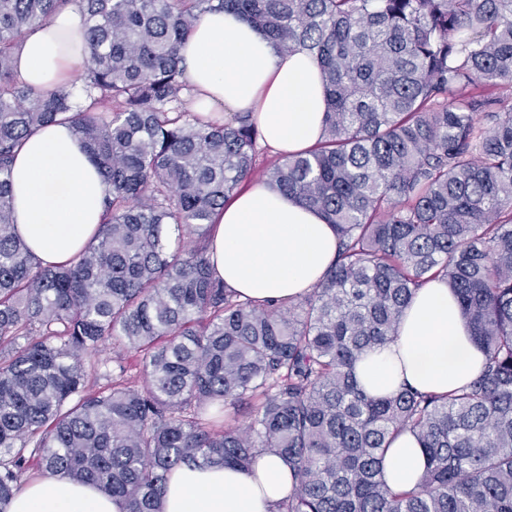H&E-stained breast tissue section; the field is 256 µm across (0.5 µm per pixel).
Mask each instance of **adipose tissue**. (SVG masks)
<instances>
[{
    "instance_id": "adipose-tissue-1",
    "label": "adipose tissue",
    "mask_w": 512,
    "mask_h": 512,
    "mask_svg": "<svg viewBox=\"0 0 512 512\" xmlns=\"http://www.w3.org/2000/svg\"><path fill=\"white\" fill-rule=\"evenodd\" d=\"M86 51L81 12L65 9L23 43L18 77L39 89L70 85ZM182 57L198 102L252 113L264 143L280 156L320 141L326 93L319 63L308 52L281 51L251 24L216 11L198 22ZM12 191L16 230L44 263L75 257L103 222L106 185L68 125H49L26 138L15 156ZM210 256L215 276L237 297L294 301L333 264L336 232L323 215L259 181L225 203ZM483 360L456 297L435 280L416 291L396 341L368 352L357 376L372 394L403 387L444 394L466 385ZM423 463L416 437L405 431L385 454L383 476L392 489L409 490ZM293 484L288 464L272 453L249 471L180 467L168 477L163 512H276ZM6 512L123 508L95 487L55 474L29 482Z\"/></svg>"
}]
</instances>
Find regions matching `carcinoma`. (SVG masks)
I'll use <instances>...</instances> for the list:
<instances>
[{"instance_id":"carcinoma-1","label":"carcinoma","mask_w":512,"mask_h":512,"mask_svg":"<svg viewBox=\"0 0 512 512\" xmlns=\"http://www.w3.org/2000/svg\"><path fill=\"white\" fill-rule=\"evenodd\" d=\"M70 5L86 20L82 84L22 82L16 52ZM215 11L321 66L322 142L264 173L336 229V263L297 302L240 299L211 273L213 217L263 151L250 113L188 108L180 49ZM505 85L512 0H0V512L32 466L162 512L174 468L249 470L262 451L295 478L277 512H512ZM56 123L103 173L106 220L45 265L15 230L11 174ZM440 278L481 370L443 396L366 392L356 364ZM109 342L121 351L89 374ZM244 402L250 425L216 423ZM404 430L425 466L396 492L382 467Z\"/></svg>"}]
</instances>
